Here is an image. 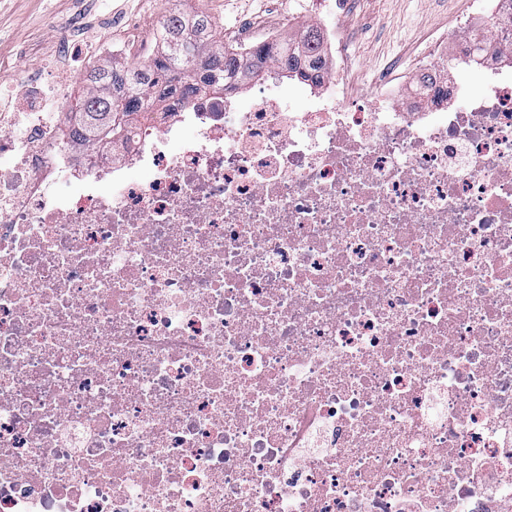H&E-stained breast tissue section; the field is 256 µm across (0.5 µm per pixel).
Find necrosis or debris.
I'll use <instances>...</instances> for the list:
<instances>
[{"label":"necrosis or debris","mask_w":512,"mask_h":512,"mask_svg":"<svg viewBox=\"0 0 512 512\" xmlns=\"http://www.w3.org/2000/svg\"><path fill=\"white\" fill-rule=\"evenodd\" d=\"M0 113V512H512V72ZM54 112H45L46 103ZM145 171L130 179L129 168ZM282 86L290 88V103L294 108L304 110L313 105L315 97L308 85L297 80H286Z\"/></svg>","instance_id":"necrosis-or-debris-1"}]
</instances>
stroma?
<instances>
[{
    "label": "stroma",
    "instance_id": "1",
    "mask_svg": "<svg viewBox=\"0 0 512 512\" xmlns=\"http://www.w3.org/2000/svg\"><path fill=\"white\" fill-rule=\"evenodd\" d=\"M188 7L209 13L225 32L246 24L257 30L289 23L293 32L318 19L356 34L348 58L361 90L395 57L413 59L438 31L454 33L470 0H358L355 8L328 15L317 0H187ZM164 0H0V105L9 106L5 90L23 92L27 80L47 81L52 68L63 65L67 47L55 29L75 36H96L110 46L121 65L142 59L141 38L159 29Z\"/></svg>",
    "mask_w": 512,
    "mask_h": 512
}]
</instances>
